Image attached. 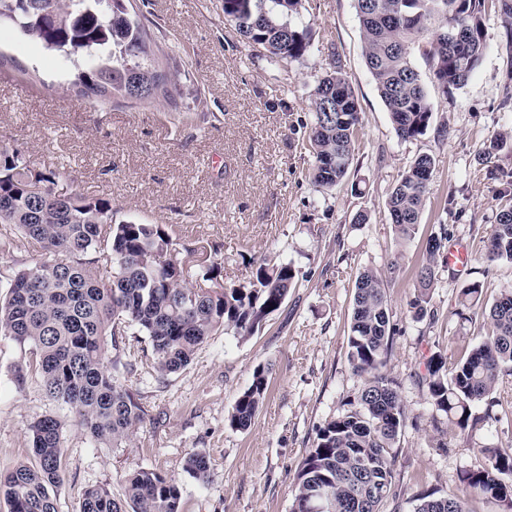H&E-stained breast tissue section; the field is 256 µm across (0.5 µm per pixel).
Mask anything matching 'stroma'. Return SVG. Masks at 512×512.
I'll return each mask as SVG.
<instances>
[{"instance_id": "stroma-1", "label": "stroma", "mask_w": 512, "mask_h": 512, "mask_svg": "<svg viewBox=\"0 0 512 512\" xmlns=\"http://www.w3.org/2000/svg\"><path fill=\"white\" fill-rule=\"evenodd\" d=\"M163 53L167 101L100 104L75 96L77 69L8 23L0 24V145L19 148L33 163L65 169L64 190L110 200L114 221L163 224L188 250L222 266L225 285L245 282L262 258L298 273L280 309L242 340L213 336L183 371L165 377L154 367L147 338L130 342L137 368L125 385L150 409L123 448L94 447L76 422L62 433L66 483L58 512H80L84 490L101 485L121 496L125 476L148 468L175 479L182 512H291L299 465L317 431L345 412L363 384L348 360L354 286L364 269L399 268L387 294L394 327L386 373L405 410L396 443L395 495L385 512H413L417 495L461 489L463 470L477 465L478 447L512 448V374L500 375L494 401L476 403L483 422L452 430L437 422L420 379L436 352L456 365L464 346L490 329L481 311L461 312L460 289L480 283L485 303L512 288V264L485 262L497 220L498 191L512 174V150L483 164L479 153L512 131V45L501 16H483L487 49L469 81L449 95L418 62L433 116L414 140L396 135L364 61L355 0H302L297 21L310 33L308 52L274 62L236 36L224 0H133ZM337 53L360 107L362 130L348 176L334 189L308 176L311 93ZM435 161L428 201L415 237L399 242L385 202L415 158ZM369 221L356 223L359 212ZM447 231L465 244L466 271L436 259L427 317L409 303L427 239ZM26 351L0 337V473L31 457L28 426L66 414L38 378L19 376ZM271 368L266 399L251 427H230L236 395L257 366ZM205 453L211 480L183 469Z\"/></svg>"}]
</instances>
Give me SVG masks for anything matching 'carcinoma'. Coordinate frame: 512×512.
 I'll return each instance as SVG.
<instances>
[{
    "label": "carcinoma",
    "instance_id": "1",
    "mask_svg": "<svg viewBox=\"0 0 512 512\" xmlns=\"http://www.w3.org/2000/svg\"><path fill=\"white\" fill-rule=\"evenodd\" d=\"M127 0H0V19L23 36L67 59L85 60L75 84L79 96L101 104L168 100L166 68L171 57L155 56L143 25L130 16ZM300 0H224V17L244 40L269 56L298 59L309 48L306 30L290 20ZM365 42V64L390 114L397 136L423 135L432 104L415 65L420 55L443 94L464 86L486 51L482 12L486 0H356ZM313 121L308 139L314 164L311 177L330 190L348 174L361 130L358 101L334 57L311 99ZM512 143L498 135L483 152L488 160ZM434 171L428 154L416 157L386 201L390 223L400 241L414 237ZM66 171L40 168L17 148L0 146V253L40 248L53 259L20 270L0 301V335L29 346L32 367L48 396L67 406L96 448H120L131 441L149 410L122 383L134 370L126 353L130 336L149 339L160 376L179 372L197 350L219 332L234 331L245 340L281 307L298 272L288 263L264 261L238 286L221 283L217 262L197 265L196 279L174 260L176 240L161 224L112 220V205L56 190ZM498 195V222L487 241L485 261L512 263V181ZM448 239L432 235L426 263L417 271L420 291L411 302L418 319L427 313L434 261ZM459 304L481 308L491 334L467 347L452 369L442 354L426 363L422 382L436 412L448 426L474 429L482 418L474 404L491 393L498 377L512 371V289L485 306L482 288L473 282L459 293ZM394 328L384 278L364 270L355 283L348 337V360L364 376L350 409L328 422L298 473L292 512H305L309 493L333 489L335 512H384L393 495L395 445L404 408L383 372ZM268 369L253 371L228 413L230 427L248 429L268 389ZM64 420L44 415L28 428L32 455L0 475V499L8 512H58L65 486ZM480 463L463 471L460 494L424 492L414 512H473L474 493L512 512V448L482 447ZM184 471L210 480L201 452L191 454ZM175 480L140 468L125 479L116 498L104 486L85 489L81 512H181Z\"/></svg>",
    "mask_w": 512,
    "mask_h": 512
}]
</instances>
